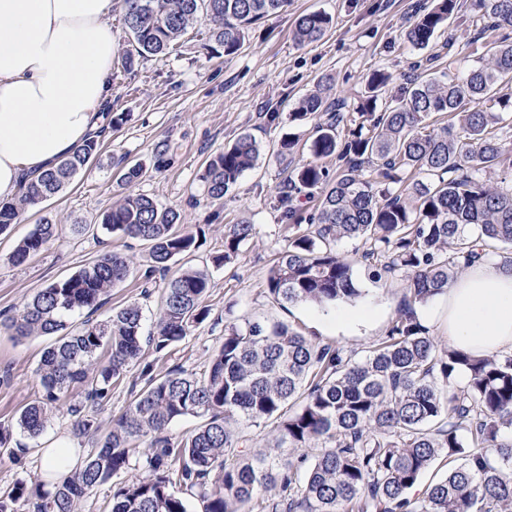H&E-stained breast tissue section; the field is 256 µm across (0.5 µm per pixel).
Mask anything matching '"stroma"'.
<instances>
[{"instance_id": "35a3bbf8", "label": "stroma", "mask_w": 512, "mask_h": 512, "mask_svg": "<svg viewBox=\"0 0 512 512\" xmlns=\"http://www.w3.org/2000/svg\"><path fill=\"white\" fill-rule=\"evenodd\" d=\"M425 2L291 0L286 12L256 25L235 56L211 49L207 28L199 22L185 36L182 57L141 58L131 70L113 69L108 113L124 114L123 124L106 128L98 159L47 201L42 214L26 212L18 224L0 234V320L16 315L40 289L109 249L130 257L133 272L112 288L102 307L89 311V319H106L114 309L135 303L142 307L146 325H153L163 282L157 276L144 277L148 244L120 236L106 238L98 230L103 213L121 196L115 165L125 158L145 170L136 191L159 206L177 210L182 227L204 232L200 248L173 264L171 274L192 267L208 270L211 276L205 297L208 319L155 361L156 372L174 367L202 372L222 340L228 316L283 320L308 337L363 356L370 344L385 336L396 317L406 293L402 277L377 282L364 266H357L363 290L360 302L374 306L376 315L371 324L345 332L319 330V323L329 318L326 312L303 304L281 310L266 297L267 272L286 246L277 192L289 169L280 155V143L282 137L293 136L298 142L296 162L308 160L316 123L292 124L288 114L322 77L332 78L333 95L351 109L365 89L366 76L376 68L392 75L386 97L399 95L410 64L426 57L425 51L406 47L400 36ZM319 9L332 17L331 28L321 41L298 45L293 34L296 17ZM243 133L260 144L257 165L223 201H212L201 180L204 164ZM163 143L168 146L169 164L158 171L153 166L154 153ZM42 215L57 224V235L27 263L12 265L10 255L16 243ZM228 224L254 225L256 234L231 263L217 267L212 259L224 251ZM50 343L47 337L16 341L0 328V421L15 419L25 405L41 396L35 370ZM14 440L24 450L12 454L0 448V487L43 477L44 449H69L77 461L94 448L91 438L75 436L74 419L64 413L55 416L38 438L18 434Z\"/></svg>"}]
</instances>
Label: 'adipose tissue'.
<instances>
[{
    "label": "adipose tissue",
    "instance_id": "adipose-tissue-1",
    "mask_svg": "<svg viewBox=\"0 0 512 512\" xmlns=\"http://www.w3.org/2000/svg\"><path fill=\"white\" fill-rule=\"evenodd\" d=\"M112 0H0V201L104 127ZM433 317L455 348L512 354V275L470 264Z\"/></svg>",
    "mask_w": 512,
    "mask_h": 512
}]
</instances>
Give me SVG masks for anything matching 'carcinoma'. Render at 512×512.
I'll list each match as a JSON object with an SVG mask.
<instances>
[{
  "label": "carcinoma",
  "mask_w": 512,
  "mask_h": 512,
  "mask_svg": "<svg viewBox=\"0 0 512 512\" xmlns=\"http://www.w3.org/2000/svg\"><path fill=\"white\" fill-rule=\"evenodd\" d=\"M123 22L133 51L117 64L125 71L137 57L179 53L183 37L204 20L209 40L224 56L237 54L249 29L288 10L289 0H122ZM464 4L431 0L415 12L403 33L417 50L449 30ZM470 7L498 30L512 26V0H471ZM324 11L298 16L300 44L320 41L331 27ZM456 37L448 36V67L415 65L406 86L390 101L382 95L392 81L384 69L370 72L357 103L361 122L347 126L345 103L330 97V78L301 98L291 123L318 114L309 160L293 168L279 189L289 224L285 249L269 268L266 294L272 305L307 304L328 311L352 304L362 294L355 267L363 263L378 281L397 274L407 295L386 335L366 354H355L303 335L287 323L265 317L224 321V338L197 375L181 368L154 373L143 361L145 348L166 354L202 324L211 279L186 269L165 283L153 329L146 333L136 304L107 319L73 327L76 316L106 303L109 292L132 273L130 261L106 252L74 274L50 283L0 324L16 339L54 336L37 375L41 397L15 420L0 422V448L14 434L39 436L61 410V395L82 388L66 408L75 432L94 438L96 449L63 471L52 488L35 478L0 490V512H16L26 501L32 512H77L94 491L112 484L111 512H189L187 497L204 512H512V357L474 356L441 349L418 309L448 291L472 261L489 258L491 242L512 248V184L492 188L490 169H512V136L504 115L512 98V43L488 41L475 63L459 69ZM493 101L499 111L482 104ZM94 137L56 168L27 181L19 198L0 203V232L20 214L60 192L98 158ZM260 156L256 139L244 133L211 157L201 174L207 195L221 200ZM334 156L336 175L321 160ZM142 174L123 166L125 192L102 215L109 235L147 242L144 277L166 276L171 263L199 247V234L178 227L179 213L161 208L131 190ZM321 189L312 223H305L295 191ZM44 217L17 245L12 261L25 262L56 234ZM252 224L224 226V254L230 263L254 235ZM344 239L368 248L342 254ZM143 386L112 426L88 413L112 397L134 366ZM187 416L205 418L189 437L176 442L171 426ZM270 426L277 455L255 454L242 426ZM321 452L298 472L295 453ZM448 473L412 499V488L437 459ZM141 465L142 472L111 483Z\"/></svg>",
  "instance_id": "carcinoma-1"
}]
</instances>
